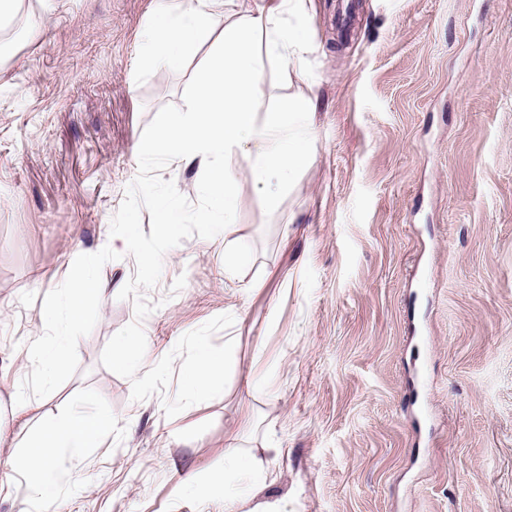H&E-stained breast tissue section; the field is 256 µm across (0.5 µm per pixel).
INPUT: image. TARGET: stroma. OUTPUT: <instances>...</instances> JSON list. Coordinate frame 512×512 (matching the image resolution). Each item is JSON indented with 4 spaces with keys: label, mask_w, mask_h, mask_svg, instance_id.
<instances>
[{
    "label": "stroma",
    "mask_w": 512,
    "mask_h": 512,
    "mask_svg": "<svg viewBox=\"0 0 512 512\" xmlns=\"http://www.w3.org/2000/svg\"><path fill=\"white\" fill-rule=\"evenodd\" d=\"M157 7L22 0L0 29V512L44 508L19 402L32 419L112 416L59 451L56 512H225L228 493L234 512H512V0H357L346 31L336 0H304L303 78L276 64L266 79L277 96L312 87L309 165L272 208L231 160L238 270L223 236H193L147 293L153 364L234 317L213 339L234 342L226 389L172 418L101 363L135 317L116 297L135 261L108 243L136 149L186 109L225 24L182 67L140 75ZM77 253L113 293L86 301L49 388L31 350L53 340L42 310ZM233 434L242 454L278 449L261 489H225Z\"/></svg>",
    "instance_id": "35a3bbf8"
}]
</instances>
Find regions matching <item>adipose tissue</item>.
I'll list each match as a JSON object with an SVG mask.
<instances>
[{"label":"adipose tissue","mask_w":512,"mask_h":512,"mask_svg":"<svg viewBox=\"0 0 512 512\" xmlns=\"http://www.w3.org/2000/svg\"><path fill=\"white\" fill-rule=\"evenodd\" d=\"M233 2L164 0L138 55V73L180 66L208 34L216 13ZM298 2L265 0L256 14L226 23L216 55L191 84L187 109L168 113L140 148L151 159L202 168L209 220L232 225L240 209L241 198L232 187V159L245 163L253 184L271 204L311 160L315 130L309 97H280L265 112L256 110L257 102L269 95L267 67L283 61L300 65L310 50L302 29L282 20L294 13ZM108 292L107 284L86 270L75 276L63 301L44 307L42 321L55 334L52 344L36 350L45 383L54 381L75 342L84 298H103ZM111 429L112 418L106 414L75 412L46 419L23 459L40 499H53L51 478L60 449L89 447Z\"/></svg>","instance_id":"adipose-tissue-1"}]
</instances>
